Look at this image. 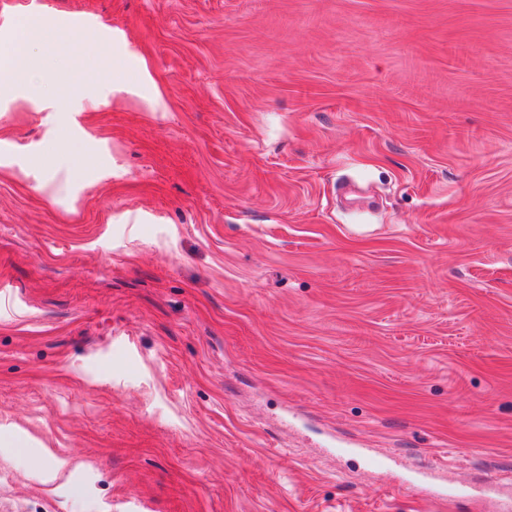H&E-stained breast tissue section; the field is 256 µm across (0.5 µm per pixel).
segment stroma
<instances>
[{"label": "stroma", "mask_w": 512, "mask_h": 512, "mask_svg": "<svg viewBox=\"0 0 512 512\" xmlns=\"http://www.w3.org/2000/svg\"><path fill=\"white\" fill-rule=\"evenodd\" d=\"M43 18L112 57L0 98V512H512V0Z\"/></svg>", "instance_id": "1"}]
</instances>
